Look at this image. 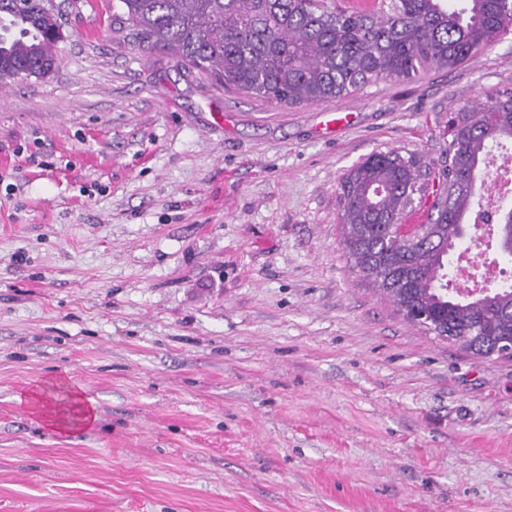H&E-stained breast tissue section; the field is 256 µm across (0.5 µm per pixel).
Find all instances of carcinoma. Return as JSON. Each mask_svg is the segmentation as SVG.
I'll list each match as a JSON object with an SVG mask.
<instances>
[{
    "label": "carcinoma",
    "instance_id": "carcinoma-1",
    "mask_svg": "<svg viewBox=\"0 0 512 512\" xmlns=\"http://www.w3.org/2000/svg\"><path fill=\"white\" fill-rule=\"evenodd\" d=\"M138 45L280 104L331 102L380 79L456 67L512 28V0H373L369 9L327 0H119ZM63 39L55 0H0V86L49 76ZM440 192L428 223L402 235L419 161L369 154L340 182L343 248L353 269L408 321L423 316L473 355L501 356L512 339V280L475 297L448 295L449 257L480 207L476 171L491 145L512 142V90L452 118L443 133ZM498 249L512 255V209L495 213Z\"/></svg>",
    "mask_w": 512,
    "mask_h": 512
}]
</instances>
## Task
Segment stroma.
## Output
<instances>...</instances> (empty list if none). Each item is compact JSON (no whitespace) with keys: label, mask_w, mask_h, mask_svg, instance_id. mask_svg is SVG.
I'll return each mask as SVG.
<instances>
[{"label":"stroma","mask_w":512,"mask_h":512,"mask_svg":"<svg viewBox=\"0 0 512 512\" xmlns=\"http://www.w3.org/2000/svg\"><path fill=\"white\" fill-rule=\"evenodd\" d=\"M55 2L57 70L0 89V512H512V359L404 320L338 219L372 152L438 171L512 31L287 105L128 42L118 0ZM58 381L94 425L24 403ZM59 386L63 387L70 394V397L65 404L55 403L52 407L48 418L51 427L57 431L65 432L78 425H91L96 418L94 408L84 402L77 388L67 384H59Z\"/></svg>","instance_id":"1"}]
</instances>
